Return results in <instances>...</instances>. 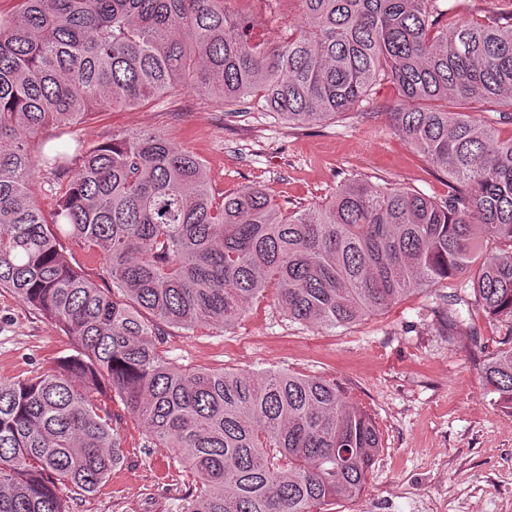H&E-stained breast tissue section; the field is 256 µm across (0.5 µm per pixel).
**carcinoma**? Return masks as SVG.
<instances>
[{
  "label": "carcinoma",
  "instance_id": "1",
  "mask_svg": "<svg viewBox=\"0 0 512 512\" xmlns=\"http://www.w3.org/2000/svg\"><path fill=\"white\" fill-rule=\"evenodd\" d=\"M12 2L0 16V288L62 328L72 353L0 380V512H70L62 488L96 492L125 457L110 394L191 474L180 512L356 499L381 436L335 383L175 368L158 346L168 326L227 329L270 291L288 319L337 328L466 274L470 304L505 329L481 374L512 411V135L473 116L506 103L499 121L512 124V13L450 25L439 0H293L299 22L272 35L230 0ZM388 79L394 130L447 174L442 200L352 179L285 213L256 185L215 192L203 162L156 133L30 149L49 128L178 87L312 126ZM37 166L55 177L48 212L30 190ZM65 239L99 254L112 289L69 261ZM447 299L452 336L459 298Z\"/></svg>",
  "mask_w": 512,
  "mask_h": 512
}]
</instances>
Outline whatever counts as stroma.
Instances as JSON below:
<instances>
[{
	"instance_id": "stroma-1",
	"label": "stroma",
	"mask_w": 512,
	"mask_h": 512,
	"mask_svg": "<svg viewBox=\"0 0 512 512\" xmlns=\"http://www.w3.org/2000/svg\"><path fill=\"white\" fill-rule=\"evenodd\" d=\"M398 101L391 82L374 86L362 107L321 125L295 127L260 103L225 111L181 88L129 110L107 109L84 123L52 128L48 146H93L123 131H150L205 163L215 190L262 186L287 211L330 198L347 179L386 183L442 199L448 177L393 130L387 111ZM461 275L418 291L384 313L346 328L312 329L288 320L272 299L253 304L231 328L166 329L160 349L177 367L321 377L365 409L383 449L363 493L330 512H512V413L482 383V354L470 329L494 341L503 330L483 312L463 311L466 328L441 331V296L468 295ZM71 340L55 323L0 288V380L48 370ZM125 459L95 493L64 489L73 512H178L189 475L164 448L147 445L144 428L113 400Z\"/></svg>"
}]
</instances>
